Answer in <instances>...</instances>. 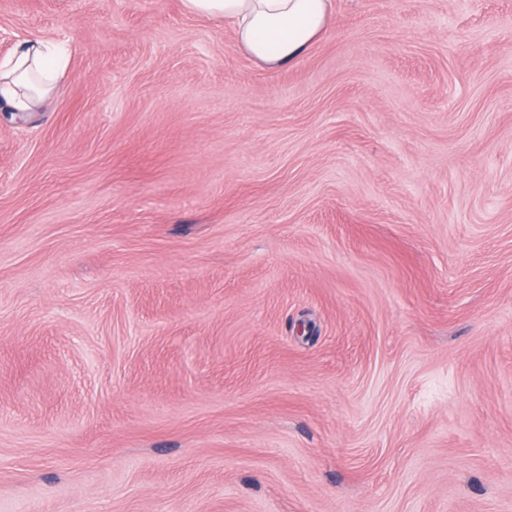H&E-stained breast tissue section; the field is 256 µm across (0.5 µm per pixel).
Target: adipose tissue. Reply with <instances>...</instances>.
Masks as SVG:
<instances>
[{"label": "adipose tissue", "mask_w": 512, "mask_h": 512, "mask_svg": "<svg viewBox=\"0 0 512 512\" xmlns=\"http://www.w3.org/2000/svg\"><path fill=\"white\" fill-rule=\"evenodd\" d=\"M184 12L232 25L238 46L269 65L298 61L328 24L331 0H181ZM67 64L61 45L43 38L20 41L0 60V104L27 114L51 92Z\"/></svg>", "instance_id": "adipose-tissue-1"}]
</instances>
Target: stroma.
I'll return each instance as SVG.
<instances>
[{"label":"stroma","instance_id":"stroma-1","mask_svg":"<svg viewBox=\"0 0 512 512\" xmlns=\"http://www.w3.org/2000/svg\"><path fill=\"white\" fill-rule=\"evenodd\" d=\"M0 512H512V0H0ZM184 12L232 25L238 46L269 65L298 61L328 24L331 0H181ZM274 46V49L271 47ZM61 45L44 38L20 41L0 63V103L8 112H36L67 64Z\"/></svg>","mask_w":512,"mask_h":512}]
</instances>
